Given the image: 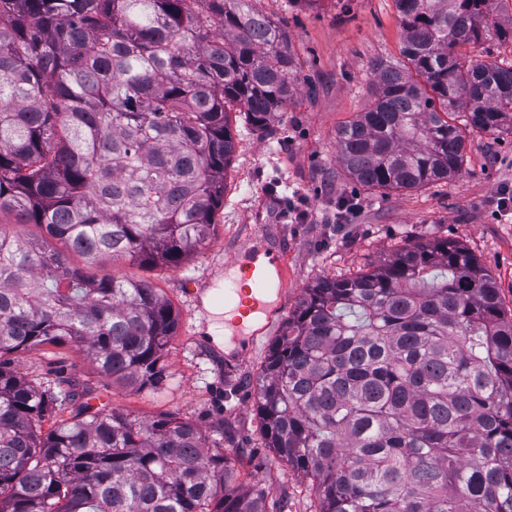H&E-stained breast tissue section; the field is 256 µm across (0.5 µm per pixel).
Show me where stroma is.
I'll list each match as a JSON object with an SVG mask.
<instances>
[{
    "mask_svg": "<svg viewBox=\"0 0 512 512\" xmlns=\"http://www.w3.org/2000/svg\"><path fill=\"white\" fill-rule=\"evenodd\" d=\"M271 19L288 22L297 62L295 92L267 132L231 112L234 153L215 231L177 268L105 265L103 273L146 278L179 313L165 355L160 387L130 389L99 377L76 350L44 346L17 356L29 379L89 383L94 399L145 421L170 415L223 438L224 454L242 487H265L270 499L287 497L288 512H315L312 487L266 445L255 411V378L283 322L306 288L322 278L373 269L417 241L445 238L476 256L496 279L504 308H512V219L499 216L498 197L512 188V131L468 137L456 177L412 190L382 193L359 185L337 160L336 130L371 100V64L401 58L402 27L394 0H259ZM356 196L358 208L336 223V203ZM305 210L296 223L289 206ZM281 247L288 282L278 310L253 346L241 354L218 349L205 335L195 293L210 289L224 262L249 242Z\"/></svg>",
    "mask_w": 512,
    "mask_h": 512,
    "instance_id": "obj_1",
    "label": "stroma"
}]
</instances>
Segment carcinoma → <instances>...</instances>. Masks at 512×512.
Masks as SVG:
<instances>
[{
  "label": "carcinoma",
  "mask_w": 512,
  "mask_h": 512,
  "mask_svg": "<svg viewBox=\"0 0 512 512\" xmlns=\"http://www.w3.org/2000/svg\"><path fill=\"white\" fill-rule=\"evenodd\" d=\"M253 2L0 0V512L273 510L196 424L94 410L91 386L45 387L12 359L69 347L113 383H163L178 312L96 270L193 255L224 201L229 109L263 132L288 106V23ZM394 2L405 61H375L372 102L336 130L342 168L384 191L459 174L455 113L489 136L512 113V65L458 54L507 37L500 0ZM256 407L316 512H512V309L458 243L307 288Z\"/></svg>",
  "instance_id": "carcinoma-1"
}]
</instances>
